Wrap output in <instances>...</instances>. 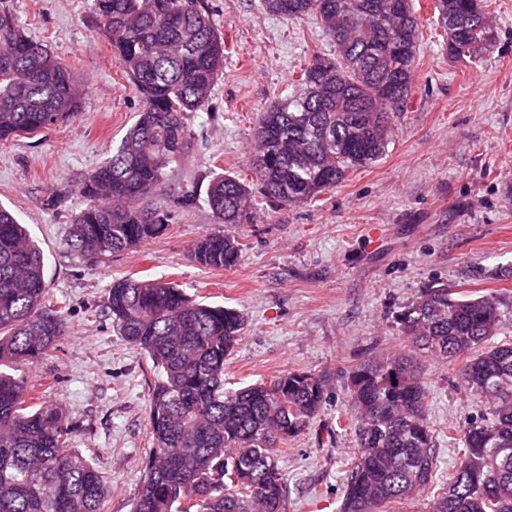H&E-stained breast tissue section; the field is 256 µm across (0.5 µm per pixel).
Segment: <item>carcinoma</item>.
Masks as SVG:
<instances>
[{"instance_id": "cac0c4a2", "label": "carcinoma", "mask_w": 512, "mask_h": 512, "mask_svg": "<svg viewBox=\"0 0 512 512\" xmlns=\"http://www.w3.org/2000/svg\"><path fill=\"white\" fill-rule=\"evenodd\" d=\"M99 28L143 109L120 144L83 182L87 200L69 247L85 262L137 248L167 230L142 205L163 191L166 168L189 146L186 115L209 106L224 68V39L202 0H93ZM294 20L317 19L333 54L314 53L294 90L273 102L253 130L250 166L264 195L281 206L312 201L351 171L378 162L391 114L408 109L419 50L412 0H262ZM452 57L491 47L483 0H432ZM81 89L43 44L0 12V142L36 135L77 115ZM206 202L241 224L251 192L221 175ZM188 258L214 269L240 264L229 234L196 240ZM118 333L152 363L147 427L152 439L130 512H288L275 443L318 415L324 382L287 371L270 382L224 387V366L245 319L198 301L175 281L125 278L109 289ZM408 350L377 355L348 372L345 388L358 452L338 512H382L437 492L431 512H512V339L496 342L504 303L436 282L393 316ZM67 331L63 310L45 299V263L24 225L0 206V512H99L108 493L93 461L73 448L61 410L40 403L27 380L4 371L34 365ZM460 364L456 388L487 406L460 430L463 448L438 487L436 429L428 418L421 358Z\"/></svg>"}]
</instances>
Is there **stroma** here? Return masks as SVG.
<instances>
[{
	"label": "stroma",
	"instance_id": "obj_1",
	"mask_svg": "<svg viewBox=\"0 0 512 512\" xmlns=\"http://www.w3.org/2000/svg\"><path fill=\"white\" fill-rule=\"evenodd\" d=\"M420 62L407 111L395 113L375 164L351 172L312 202L281 207L257 197L252 220L224 225L205 203L209 181L252 184V130L293 89L294 73L330 41L314 17L292 21L260 0H203L226 50L207 109L189 114L190 148L168 169L165 193L146 199L167 216L165 234L88 265L67 246L84 207L81 185L111 155L143 107L96 24L92 0H0L24 32L46 45L82 88L75 118L0 143V205L26 224L45 262L46 295L68 329L56 351L14 375L76 425L73 446L92 459L110 491L100 512H130L152 446L146 426L150 361L107 314L113 281L165 277L198 299L234 307L247 323L227 361V387L306 371L326 385L319 415L277 446L288 512H337L347 461L357 450L344 376L362 359L398 352L393 312L428 283L512 301V0H489L497 33L481 55L449 56L419 0ZM193 195L183 205V195ZM243 245L240 265L208 269L187 258L202 235ZM429 419L439 461L451 474L459 448L449 427L482 406L455 391L452 367L428 362Z\"/></svg>",
	"mask_w": 512,
	"mask_h": 512
}]
</instances>
